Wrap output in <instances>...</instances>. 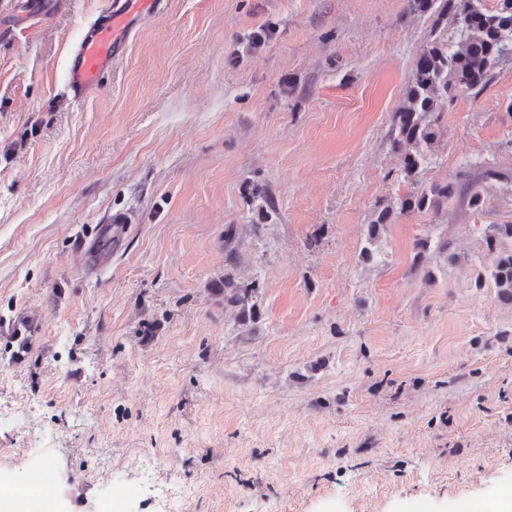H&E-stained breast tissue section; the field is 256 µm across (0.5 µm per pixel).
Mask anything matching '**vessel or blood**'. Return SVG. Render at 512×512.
Segmentation results:
<instances>
[{"mask_svg":"<svg viewBox=\"0 0 512 512\" xmlns=\"http://www.w3.org/2000/svg\"><path fill=\"white\" fill-rule=\"evenodd\" d=\"M159 4L160 0H110L103 13L86 26L67 65L66 90L71 101L84 100L97 89L121 50L120 36L129 17L157 12Z\"/></svg>","mask_w":512,"mask_h":512,"instance_id":"b4317fda","label":"vessel or blood"}]
</instances>
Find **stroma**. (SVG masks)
Returning <instances> with one entry per match:
<instances>
[{"label":"stroma","mask_w":512,"mask_h":512,"mask_svg":"<svg viewBox=\"0 0 512 512\" xmlns=\"http://www.w3.org/2000/svg\"><path fill=\"white\" fill-rule=\"evenodd\" d=\"M106 4L0 0V490L37 466L55 512L512 495V301L485 243L512 224V59L443 102L410 179L392 116L432 21L407 0H163L77 104L66 59ZM447 181L440 209H398ZM115 218L87 276L76 241ZM228 275L259 283L251 318ZM501 177L499 171L493 168H487L479 172L477 179L472 183L469 195L467 196V205L470 209L477 210L485 203L483 189L480 186L483 182L499 180Z\"/></svg>","instance_id":"35a3bbf8"}]
</instances>
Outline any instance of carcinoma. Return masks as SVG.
<instances>
[{"label": "carcinoma", "instance_id": "1", "mask_svg": "<svg viewBox=\"0 0 512 512\" xmlns=\"http://www.w3.org/2000/svg\"><path fill=\"white\" fill-rule=\"evenodd\" d=\"M413 14L436 13L435 39L421 50L404 104L392 118L391 146L402 156L403 170L408 177L417 174L434 147L439 126L435 113L441 102L452 100L458 93H481L491 80V70L512 55V0H495L486 9L482 0H407ZM499 171L487 168L472 183L467 205L477 210L485 203L481 184L499 180ZM453 183H435L417 196L399 200L401 211L437 210L455 196ZM512 240V224H494L485 238L494 253L491 276L501 297L512 300V249L499 245ZM224 287L231 289L227 302L238 307L241 316L252 310V301L259 285L256 282L238 286L229 277Z\"/></svg>", "mask_w": 512, "mask_h": 512}]
</instances>
